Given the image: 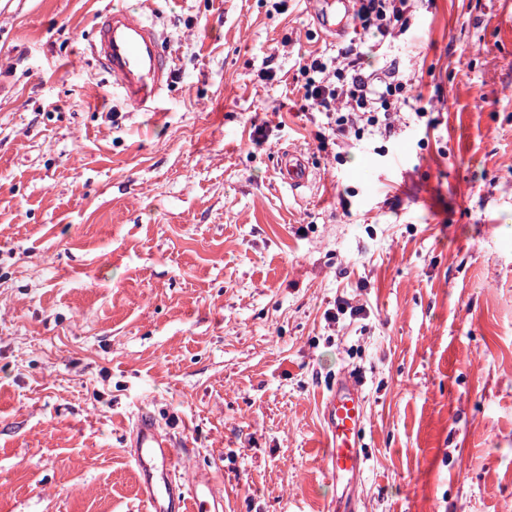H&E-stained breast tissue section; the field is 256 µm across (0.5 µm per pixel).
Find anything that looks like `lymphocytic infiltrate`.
Segmentation results:
<instances>
[{"label": "lymphocytic infiltrate", "mask_w": 512, "mask_h": 512, "mask_svg": "<svg viewBox=\"0 0 512 512\" xmlns=\"http://www.w3.org/2000/svg\"><path fill=\"white\" fill-rule=\"evenodd\" d=\"M411 0H359L355 15L364 32L381 37L405 26ZM361 45L356 40L338 48L336 57L309 56L300 61L303 97L325 114L332 135L360 137L374 129L391 136L396 112L410 106L409 84L398 70L365 72Z\"/></svg>", "instance_id": "lymphocytic-infiltrate-1"}]
</instances>
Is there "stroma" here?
<instances>
[{
	"label": "stroma",
	"mask_w": 512,
	"mask_h": 512,
	"mask_svg": "<svg viewBox=\"0 0 512 512\" xmlns=\"http://www.w3.org/2000/svg\"><path fill=\"white\" fill-rule=\"evenodd\" d=\"M110 8L172 60L150 110L91 57ZM362 52L426 115L327 144L309 0H0V512H145L143 411L224 512H336L345 372L359 512H512V0H414ZM277 165L281 179L289 185L298 188L311 184L313 172L301 154L284 150L278 158ZM323 417L327 430L326 458L336 483L346 482L353 491L365 468L360 434L366 421L362 384L350 374L336 382L324 402Z\"/></svg>",
	"instance_id": "35a3bbf8"
}]
</instances>
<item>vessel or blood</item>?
I'll list each match as a JSON object with an SVG mask.
<instances>
[{
  "instance_id": "b4317fda",
  "label": "vessel or blood",
  "mask_w": 512,
  "mask_h": 512,
  "mask_svg": "<svg viewBox=\"0 0 512 512\" xmlns=\"http://www.w3.org/2000/svg\"><path fill=\"white\" fill-rule=\"evenodd\" d=\"M353 2L323 0L315 12L318 28L331 34L343 32ZM91 49L130 107L141 109L154 103L172 80L171 60L157 30L136 11H105L94 30ZM277 165L281 179L289 185L311 184L313 173L301 154L282 151ZM323 417L330 471L347 488H355L365 468L360 434L366 421L365 396L355 376L338 379L324 402ZM128 452L139 472V493L147 512H223V489L211 472L197 471L187 486L177 480L183 455L149 414H138Z\"/></svg>"
}]
</instances>
